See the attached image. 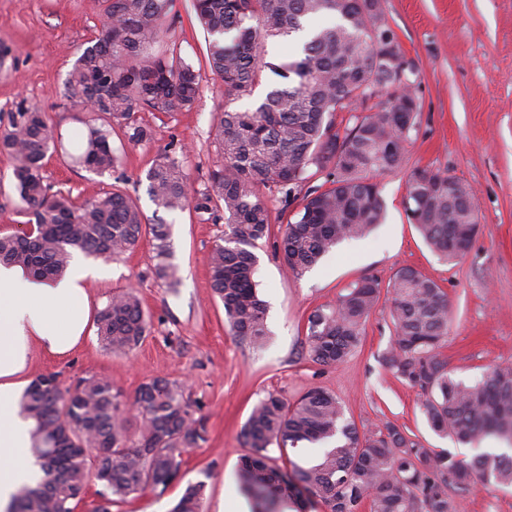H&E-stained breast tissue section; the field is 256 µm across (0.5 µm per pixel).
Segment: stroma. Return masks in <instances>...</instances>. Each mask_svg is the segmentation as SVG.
Returning a JSON list of instances; mask_svg holds the SVG:
<instances>
[{"mask_svg":"<svg viewBox=\"0 0 512 512\" xmlns=\"http://www.w3.org/2000/svg\"><path fill=\"white\" fill-rule=\"evenodd\" d=\"M383 6L404 56L418 71L420 101L402 169L378 178L385 221L366 239L339 243L295 277L274 251L273 240L284 226L280 215H273L271 238L254 248L258 292L267 304L263 348L232 335L210 288L209 255L223 225L199 222L189 210L161 216L172 226L177 290L156 276L147 236L119 260L92 265L95 276L87 291L94 309L103 308L112 293L131 289L148 313L150 330L136 350L108 352L93 329L63 356L32 348L27 379L54 373L66 389L97 375L111 379L129 401L141 384L163 377L183 384L187 400L206 420L207 441L184 454L181 482L161 495L148 491L128 498L112 512H169L186 484L199 481L206 485L203 512H221L225 499L240 494L237 468L246 451L241 431L253 406L270 394L292 403L316 385L336 394L356 426L388 422L416 435L424 447L450 448L463 460L504 450L496 439L452 445L428 425L417 390L383 367L392 336L387 297H380L360 347L344 362L326 367L307 353L311 312L334 304L362 277L376 276L385 286L398 268L412 266L448 294L451 322L443 354L454 378L470 382L487 368L512 364V0H383ZM174 10L181 22L167 40L178 42L184 55L203 58L208 38L188 16L186 0H175ZM102 21V0H0V43L11 49L0 61V122L25 101L40 106L63 138L82 130L89 114L67 100L64 82ZM249 105L225 97L222 79L202 67L193 111L161 121L143 113L156 128L151 144L113 140L122 158L117 174L70 166L54 152L45 159L44 179L53 189L71 190L79 201L120 184L137 200L146 222H154L159 216L145 180L152 161L171 145L184 146V169L190 184L198 185L221 161L209 137L214 113ZM416 166L447 172L474 190L480 229L460 262L436 256L407 219L406 175ZM27 220L8 163L0 158V232ZM453 500L455 512H512V487L478 482L454 493Z\"/></svg>","mask_w":512,"mask_h":512,"instance_id":"35a3bbf8","label":"stroma"}]
</instances>
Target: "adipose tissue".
<instances>
[{
    "label": "adipose tissue",
    "instance_id": "1",
    "mask_svg": "<svg viewBox=\"0 0 512 512\" xmlns=\"http://www.w3.org/2000/svg\"><path fill=\"white\" fill-rule=\"evenodd\" d=\"M91 275L79 259L53 282L0 265V512L21 486L36 483L28 462L33 423L18 413L29 352L37 345L64 355L78 344L92 318Z\"/></svg>",
    "mask_w": 512,
    "mask_h": 512
}]
</instances>
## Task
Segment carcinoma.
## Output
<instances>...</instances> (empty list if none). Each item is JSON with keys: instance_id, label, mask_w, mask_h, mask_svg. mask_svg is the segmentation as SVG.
<instances>
[{"instance_id": "carcinoma-1", "label": "carcinoma", "mask_w": 512, "mask_h": 512, "mask_svg": "<svg viewBox=\"0 0 512 512\" xmlns=\"http://www.w3.org/2000/svg\"><path fill=\"white\" fill-rule=\"evenodd\" d=\"M174 0H104L105 22L75 60L65 96L94 104L97 121L70 147L56 137L46 114L22 104L0 130V156L9 164L19 198L32 215L27 227L0 234V264L39 279L64 276L75 254L118 259L151 235L156 275L179 285L171 225H147L137 203L114 188L81 203L53 190L42 175L50 150L99 174L117 169L112 132L147 145L153 126L140 111H191L200 92V69L163 25L180 16ZM209 37L207 61L224 82V95L251 99L252 109L216 113L211 137L222 163L198 188H190L181 161L165 154L147 170V193L156 210L189 208L201 222L224 223L212 248L211 288L224 306L235 337L254 347L266 341V304L254 280L256 242L271 229V202L287 214L277 241L288 273L313 268L343 240L369 235L385 216L377 176L401 169L405 143L416 127L419 104L414 67L404 68L382 0H189ZM333 23L311 32L302 56L278 63L263 59L268 40L288 38L314 14ZM390 97L360 113L375 93ZM352 125L336 126V113ZM323 179L320 185L312 181ZM405 211L425 243L450 262L462 259L478 233L470 184L429 167L406 176ZM392 343L383 363L417 389L430 427L470 445L496 437L512 444V366H496L465 383L452 377L441 349L448 338L447 293L416 268L403 266L391 279ZM380 297V282L365 276L336 303L307 320L311 360L343 362L359 345L363 326ZM97 334L104 348L126 353L147 336L150 317L132 291L112 294L99 310ZM33 422L30 453L43 473L20 490L10 512H75L89 480L102 486L110 505L148 488L166 490L179 478L183 454L207 441L202 416L191 409L182 386L166 378L141 385L122 401L112 381L89 376L62 391L57 375L31 381L20 399ZM248 452L237 472L252 512H309L320 502L328 512H455L448 488L476 481L512 485V455L483 452L464 461L434 452L386 423L360 431L345 417L336 395L309 388L295 403L268 395L244 425ZM308 443L321 449L311 465H276L274 451ZM205 484L186 487L171 512H202Z\"/></svg>"}]
</instances>
